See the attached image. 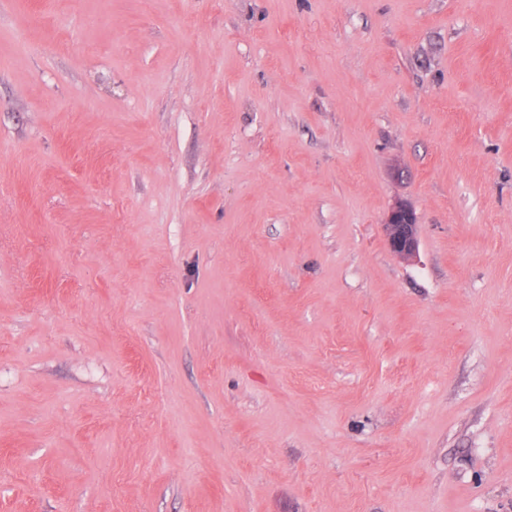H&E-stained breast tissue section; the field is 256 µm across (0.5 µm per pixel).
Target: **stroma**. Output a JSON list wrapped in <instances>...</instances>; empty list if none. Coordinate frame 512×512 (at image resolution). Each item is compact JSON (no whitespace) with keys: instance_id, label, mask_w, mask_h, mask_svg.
I'll list each match as a JSON object with an SVG mask.
<instances>
[{"instance_id":"1","label":"stroma","mask_w":512,"mask_h":512,"mask_svg":"<svg viewBox=\"0 0 512 512\" xmlns=\"http://www.w3.org/2000/svg\"><path fill=\"white\" fill-rule=\"evenodd\" d=\"M0 512H512V0H0ZM381 227L391 252L404 259L417 256L420 224H417L416 213L409 204L395 202L388 210Z\"/></svg>"}]
</instances>
